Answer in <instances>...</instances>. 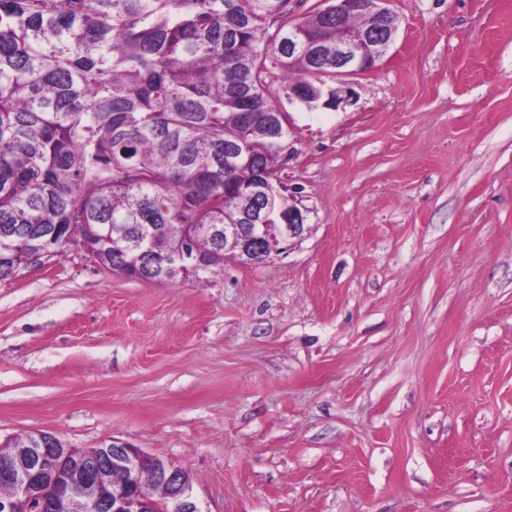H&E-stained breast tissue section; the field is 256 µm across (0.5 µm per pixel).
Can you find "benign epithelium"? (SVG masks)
I'll list each match as a JSON object with an SVG mask.
<instances>
[{"mask_svg":"<svg viewBox=\"0 0 512 512\" xmlns=\"http://www.w3.org/2000/svg\"><path fill=\"white\" fill-rule=\"evenodd\" d=\"M318 15L334 24L335 37L323 40L300 24L288 28V48L308 52L314 82L337 80L331 92L336 104L354 98L350 78L373 69L395 42L398 22L388 0H360L368 19L365 35L353 36L346 17L350 0H323ZM272 205L254 224L224 225V258L265 262L279 255L282 244L305 231L300 209L271 217ZM0 485L11 495L0 499V512H203L192 481L182 468L117 440L99 448L76 451L53 434L34 432L28 446L0 453Z\"/></svg>","mask_w":512,"mask_h":512,"instance_id":"obj_1","label":"benign epithelium"}]
</instances>
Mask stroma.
Returning <instances> with one entry per match:
<instances>
[{"mask_svg": "<svg viewBox=\"0 0 512 512\" xmlns=\"http://www.w3.org/2000/svg\"><path fill=\"white\" fill-rule=\"evenodd\" d=\"M354 101H289L302 239L148 283L0 280V445L116 438L202 512H512V0H391Z\"/></svg>", "mask_w": 512, "mask_h": 512, "instance_id": "stroma-1", "label": "stroma"}]
</instances>
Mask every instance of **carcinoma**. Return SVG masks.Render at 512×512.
Listing matches in <instances>:
<instances>
[{
    "label": "carcinoma",
    "instance_id": "cac0c4a2",
    "mask_svg": "<svg viewBox=\"0 0 512 512\" xmlns=\"http://www.w3.org/2000/svg\"><path fill=\"white\" fill-rule=\"evenodd\" d=\"M291 2L0 0V280L74 243L143 282L157 280L147 267L215 255L199 278L224 265L211 230L249 223L254 180L288 210V127L267 136L254 115L281 111L265 88L271 54L289 85L310 82L288 52Z\"/></svg>",
    "mask_w": 512,
    "mask_h": 512
}]
</instances>
